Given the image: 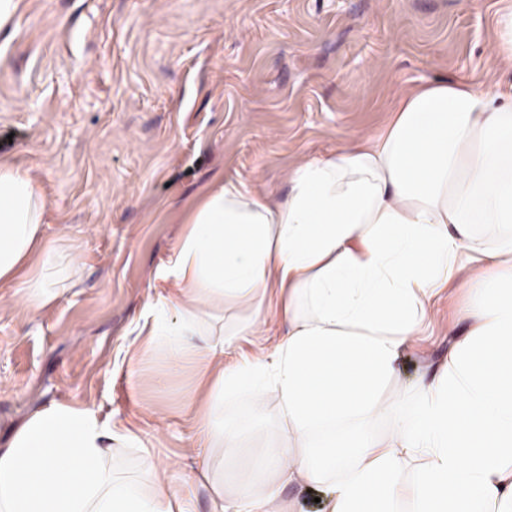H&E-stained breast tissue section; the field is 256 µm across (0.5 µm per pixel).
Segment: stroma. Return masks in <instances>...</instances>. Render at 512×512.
<instances>
[{"label": "stroma", "mask_w": 512, "mask_h": 512, "mask_svg": "<svg viewBox=\"0 0 512 512\" xmlns=\"http://www.w3.org/2000/svg\"><path fill=\"white\" fill-rule=\"evenodd\" d=\"M508 0H20L0 33V157L37 175L46 235L68 254L74 288L43 310L0 288V446L31 412L87 404L121 428H166L153 445L177 484L198 468L185 402L194 369L168 376L132 359L133 328L166 294L156 276L191 205L215 180L285 198L304 158L374 136L417 85L488 71L494 13ZM471 267L409 339L385 403L448 362L467 332ZM278 310L237 336L225 366L271 353ZM228 400L250 447L277 434L274 404Z\"/></svg>", "instance_id": "35a3bbf8"}]
</instances>
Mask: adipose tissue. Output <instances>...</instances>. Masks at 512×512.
<instances>
[{"label": "adipose tissue", "instance_id": "1", "mask_svg": "<svg viewBox=\"0 0 512 512\" xmlns=\"http://www.w3.org/2000/svg\"><path fill=\"white\" fill-rule=\"evenodd\" d=\"M286 201L220 180L197 203L146 308L135 358L193 365L197 482L211 512H289L282 490H324L325 512H505L512 506V87L432 82L376 137L351 138L291 173ZM46 204L29 170L0 159V283L33 310L57 296ZM41 256L31 270L33 256ZM473 263L467 334L410 402L383 404L437 297ZM276 293L286 332L224 365V306ZM267 397L285 435L248 463L224 402ZM391 433L375 434V419ZM137 470L120 462L128 450ZM425 463L416 480L408 464ZM0 512H195L136 432L54 402L0 449Z\"/></svg>", "mask_w": 512, "mask_h": 512}]
</instances>
